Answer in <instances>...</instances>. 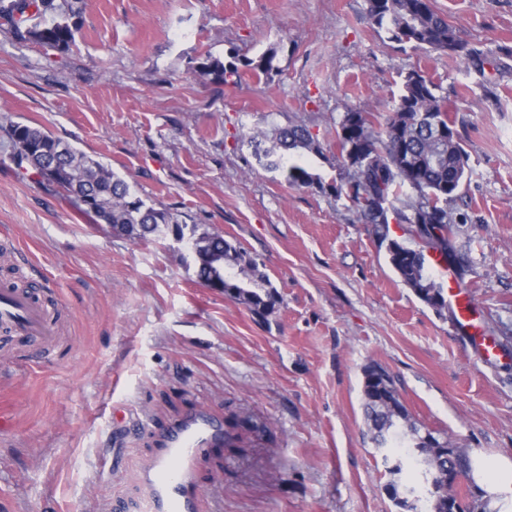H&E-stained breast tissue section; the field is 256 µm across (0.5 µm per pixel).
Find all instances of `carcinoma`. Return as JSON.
Listing matches in <instances>:
<instances>
[{
  "mask_svg": "<svg viewBox=\"0 0 512 512\" xmlns=\"http://www.w3.org/2000/svg\"><path fill=\"white\" fill-rule=\"evenodd\" d=\"M81 2L0 0V32L65 54L76 45ZM367 13L395 42L428 52L448 50L463 57L467 65L482 64L481 51L462 42L431 0H367ZM203 69L216 83L226 84L238 76V68L226 67L219 60L203 64ZM421 114L430 122H419ZM4 131L17 169L71 202L77 195L87 197V207L79 211L95 223L124 224L130 227L127 237L134 241L155 237L168 226L186 231L198 251H218L211 270L224 277V296L248 305L260 319L273 312L276 291L247 251L219 233L201 232L198 225L147 205L103 163L38 127L11 121ZM336 131L340 154H345L350 143L363 146L359 170L345 174L339 185L325 186L321 176L301 161L306 154L322 155L321 142L305 125L278 130L272 147L257 155L258 162L272 170L288 165L291 186L318 185L333 190L338 198L345 197L360 220L375 227L379 241L387 243L389 262L401 281L437 312L447 309L443 284L426 274L425 252L432 249L448 257L450 238L461 223L448 211V202L458 196L471 170L464 140L448 115L446 97L430 78L411 70L383 120L372 121L350 108ZM391 223L410 225L413 245L391 238ZM363 400L370 439L411 460L406 482L390 484L397 504L406 512H415L417 502L425 500L428 512H454L455 498L448 494L445 482L450 468L470 479L468 450L448 438L442 444L428 442L400 403L392 376L380 366L365 371Z\"/></svg>",
  "mask_w": 512,
  "mask_h": 512,
  "instance_id": "carcinoma-1",
  "label": "carcinoma"
}]
</instances>
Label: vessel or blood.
Returning <instances> with one entry per match:
<instances>
[{"label":"vessel or blood","mask_w":512,"mask_h":512,"mask_svg":"<svg viewBox=\"0 0 512 512\" xmlns=\"http://www.w3.org/2000/svg\"><path fill=\"white\" fill-rule=\"evenodd\" d=\"M447 280L448 301L456 311V320L470 337L475 352L483 358L499 356L496 340L484 330L479 309L471 300L455 273L445 268L441 258H434ZM58 331L46 306L29 292L0 286V341L19 337L26 341L32 362L38 363ZM212 427L205 422H191L176 430L166 448L145 474L149 487L150 512H194L197 462L213 439Z\"/></svg>","instance_id":"b4317fda"}]
</instances>
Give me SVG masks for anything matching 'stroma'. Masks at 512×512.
Instances as JSON below:
<instances>
[{"label":"stroma","mask_w":512,"mask_h":512,"mask_svg":"<svg viewBox=\"0 0 512 512\" xmlns=\"http://www.w3.org/2000/svg\"><path fill=\"white\" fill-rule=\"evenodd\" d=\"M484 64L391 41L367 0H84L73 50L0 33V125L40 127L147 204L221 233L275 288L259 320L196 278L172 238L133 241L18 175L0 135V280L41 286L66 331L50 361L0 369L15 434L0 512H148L144 472L169 429L205 417L197 512H403L366 434L378 364L421 430L512 458V0H432ZM274 52L275 71L252 62ZM235 65L219 85L201 64ZM441 88L469 153L452 207L459 279L502 358L484 362L398 277L346 198L288 184L256 132L305 125L308 165L340 179L347 108L389 114L404 75Z\"/></svg>","instance_id":"obj_1"}]
</instances>
